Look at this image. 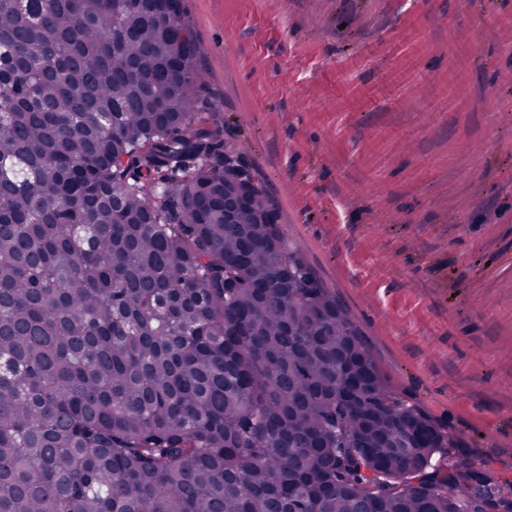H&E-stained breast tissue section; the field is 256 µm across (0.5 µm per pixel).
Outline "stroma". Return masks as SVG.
I'll use <instances>...</instances> for the list:
<instances>
[{
    "label": "stroma",
    "instance_id": "35a3bbf8",
    "mask_svg": "<svg viewBox=\"0 0 512 512\" xmlns=\"http://www.w3.org/2000/svg\"><path fill=\"white\" fill-rule=\"evenodd\" d=\"M181 5L284 233L512 498V0Z\"/></svg>",
    "mask_w": 512,
    "mask_h": 512
}]
</instances>
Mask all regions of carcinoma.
<instances>
[{
    "instance_id": "carcinoma-1",
    "label": "carcinoma",
    "mask_w": 512,
    "mask_h": 512,
    "mask_svg": "<svg viewBox=\"0 0 512 512\" xmlns=\"http://www.w3.org/2000/svg\"><path fill=\"white\" fill-rule=\"evenodd\" d=\"M195 52L180 0H0V512H509L197 111Z\"/></svg>"
}]
</instances>
